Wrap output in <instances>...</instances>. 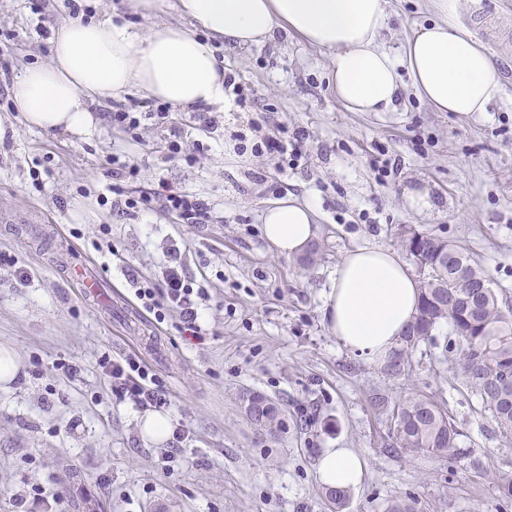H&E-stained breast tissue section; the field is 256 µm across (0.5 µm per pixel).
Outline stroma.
Segmentation results:
<instances>
[{
	"mask_svg": "<svg viewBox=\"0 0 512 512\" xmlns=\"http://www.w3.org/2000/svg\"><path fill=\"white\" fill-rule=\"evenodd\" d=\"M0 0V348L20 368L0 388V512H327L316 474L321 449L351 448L368 462L350 512H383L388 499L416 497L423 512H512L488 480L464 463L404 457L384 446L388 425L374 392L434 397L461 432L459 445L491 472L512 473V438L495 429L481 402L454 377V338L441 327L421 346L410 376L390 379L340 348L321 321L329 277L348 250L395 248L400 226L448 239L482 266L512 303V0H459L457 20L497 64L503 92L488 111L440 112L404 84L392 112H349L337 101L328 52L293 35L228 53L233 93L204 110L148 118L153 102L122 101L141 114L135 133L104 121L95 135L29 129L9 94L20 67L44 63L62 0ZM381 41L401 57L417 25L440 20L435 0H387ZM484 15L487 26L474 22ZM213 128H204L203 117ZM194 161L167 159L171 128ZM303 132L298 158L235 159L224 137L247 143L280 130ZM139 167L129 193L164 180L205 200L213 220L184 224L162 208L125 213L106 203L113 156ZM428 186L435 210L416 213L405 188ZM319 212L313 261L280 256L259 216L286 194ZM186 250V274L204 287L203 339L157 320L123 274L159 281L170 244ZM112 245L117 256L101 254ZM90 269L108 290L87 299L69 281ZM138 355L166 385L167 413L183 422L185 450L163 463L164 446L144 441L137 409L113 398L105 359ZM75 365L67 376L57 362ZM259 391L285 409L280 429L256 440L239 400Z\"/></svg>",
	"mask_w": 512,
	"mask_h": 512,
	"instance_id": "stroma-1",
	"label": "stroma"
}]
</instances>
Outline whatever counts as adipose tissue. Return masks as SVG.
<instances>
[{
	"mask_svg": "<svg viewBox=\"0 0 512 512\" xmlns=\"http://www.w3.org/2000/svg\"><path fill=\"white\" fill-rule=\"evenodd\" d=\"M440 21L418 26L402 58L378 41L386 0H174L178 22L137 30L108 18L64 16L52 29L48 61L24 67L10 85L29 128L88 138L97 130L90 105L129 91L179 109L224 100V60L294 33L329 51L333 89L350 112H387L408 72L422 99L438 111H487L502 91L488 53L455 21L458 0H437ZM317 209L294 196L261 215L262 235L276 254L305 252L316 234ZM418 281L393 250L366 244L337 263L321 308L338 345L378 363L417 313ZM367 462L350 448L322 449L317 478L327 488L355 489Z\"/></svg>",
	"mask_w": 512,
	"mask_h": 512,
	"instance_id": "obj_1",
	"label": "adipose tissue"
}]
</instances>
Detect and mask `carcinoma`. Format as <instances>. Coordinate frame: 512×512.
Instances as JSON below:
<instances>
[{"label":"carcinoma","mask_w":512,"mask_h":512,"mask_svg":"<svg viewBox=\"0 0 512 512\" xmlns=\"http://www.w3.org/2000/svg\"><path fill=\"white\" fill-rule=\"evenodd\" d=\"M398 244L409 256L421 257L417 269L420 307L400 344L388 355L381 371L388 377H406L413 371V357L420 344L433 340L438 326L446 322L456 336L453 359L462 384L477 396L490 413L500 434L512 435V306L500 298L485 270L454 242L411 226L398 229ZM371 403L392 424L385 447L397 455L437 456L453 464L467 460V469L490 480L498 498L512 501V475L490 474L474 451L459 447L455 419L438 401L420 395L391 400L375 393ZM282 406L266 395L260 404L245 410L251 424L266 435L282 424ZM330 512H344L350 493L324 489ZM384 512H422L411 496L390 498Z\"/></svg>","instance_id":"cac0c4a2"}]
</instances>
